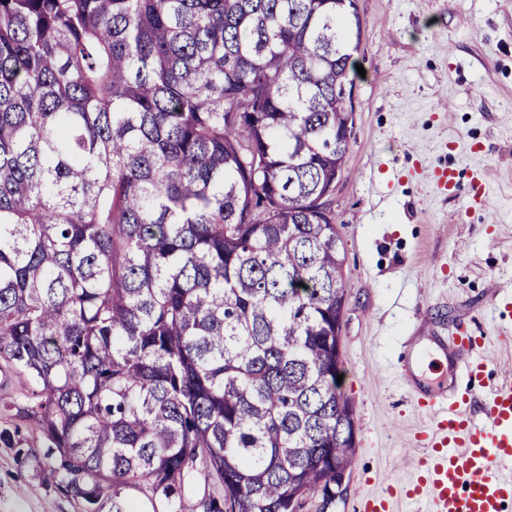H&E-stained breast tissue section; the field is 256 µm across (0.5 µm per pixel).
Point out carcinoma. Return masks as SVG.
<instances>
[{
	"instance_id": "carcinoma-1",
	"label": "carcinoma",
	"mask_w": 512,
	"mask_h": 512,
	"mask_svg": "<svg viewBox=\"0 0 512 512\" xmlns=\"http://www.w3.org/2000/svg\"><path fill=\"white\" fill-rule=\"evenodd\" d=\"M361 36L353 0H0V364L87 512H288L351 469Z\"/></svg>"
}]
</instances>
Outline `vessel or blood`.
I'll list each match as a JSON object with an SVG mask.
<instances>
[{"mask_svg": "<svg viewBox=\"0 0 512 512\" xmlns=\"http://www.w3.org/2000/svg\"><path fill=\"white\" fill-rule=\"evenodd\" d=\"M458 376L480 385L485 417L475 422L466 412L471 392L437 384L414 389L416 406L435 422L440 439L434 452L417 465L419 477L393 495L424 502L425 512H503L512 501V374L492 385L484 383V363L478 357V338L458 329L454 336H438Z\"/></svg>", "mask_w": 512, "mask_h": 512, "instance_id": "vessel-or-blood-1", "label": "vessel or blood"}]
</instances>
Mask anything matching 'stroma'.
<instances>
[{"instance_id": "obj_1", "label": "stroma", "mask_w": 512, "mask_h": 512, "mask_svg": "<svg viewBox=\"0 0 512 512\" xmlns=\"http://www.w3.org/2000/svg\"><path fill=\"white\" fill-rule=\"evenodd\" d=\"M354 128L331 197L348 290L341 391L357 429L327 512L417 478L428 415L412 402L406 346L457 325L491 380L512 370V0H357ZM448 170L441 192L428 175ZM488 175V201L471 184ZM24 380L0 368V512H83L47 481L40 433L19 425Z\"/></svg>"}]
</instances>
